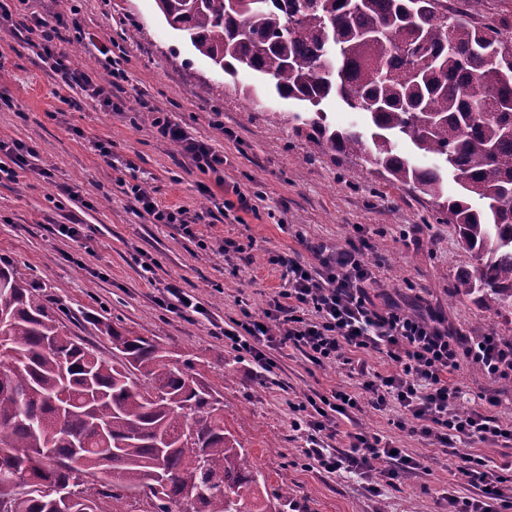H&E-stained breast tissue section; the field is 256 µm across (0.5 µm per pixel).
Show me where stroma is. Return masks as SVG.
I'll return each mask as SVG.
<instances>
[{"label": "stroma", "mask_w": 512, "mask_h": 512, "mask_svg": "<svg viewBox=\"0 0 512 512\" xmlns=\"http://www.w3.org/2000/svg\"><path fill=\"white\" fill-rule=\"evenodd\" d=\"M73 5L96 39L63 40L57 49L75 66L98 72L107 59L119 60L127 75L112 96L119 108L107 110L65 87L24 31L0 28V139L38 152L34 169L0 180V255L45 283L50 307L96 354H112L95 326L100 319L193 362L223 393L226 427L285 512H448L449 496L469 493L451 462L428 475L399 477L379 497L363 495L354 475L306 465L288 405L314 390L358 389L361 378L349 366L319 367L293 353L278 359L274 382L265 384L215 327L239 317L241 304L261 311L284 288L275 256L307 262L306 243L333 249L363 238L371 258L382 261L379 298L441 316L463 336H512V315L456 293L475 260L452 226L437 223L429 197L389 184L360 158L295 135L288 121L294 102L273 96L252 72L217 71L167 25L155 0H30L28 8L57 14ZM113 39L120 48L104 57L100 48ZM143 99L153 112L141 109ZM157 110L223 153V168L201 173L159 137L151 126ZM99 142L111 144V163L100 159ZM45 169L51 178L42 177ZM135 184L159 205L196 217L194 238L153 223L129 193ZM235 186L251 210L224 209L225 191ZM64 224L75 236L60 233ZM139 254L154 264L158 280L198 298L207 316L159 307L156 288L135 262ZM452 380L468 396L497 395V414L512 417V383H488L468 366ZM396 417V410L367 406L360 422L408 454H439V447L397 429Z\"/></svg>", "instance_id": "obj_1"}]
</instances>
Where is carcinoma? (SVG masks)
<instances>
[{
    "label": "carcinoma",
    "mask_w": 512,
    "mask_h": 512,
    "mask_svg": "<svg viewBox=\"0 0 512 512\" xmlns=\"http://www.w3.org/2000/svg\"><path fill=\"white\" fill-rule=\"evenodd\" d=\"M448 19V0H156L224 74L247 69L314 110L292 130L430 197L476 265L456 284L512 314V19ZM341 100L370 137L333 129ZM401 140L432 159L397 152ZM459 185L444 195V180ZM0 512H270L224 427V397L192 362L109 323L112 358L72 336L40 285L0 257Z\"/></svg>",
    "instance_id": "1"
}]
</instances>
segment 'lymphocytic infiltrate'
I'll use <instances>...</instances> for the list:
<instances>
[{
	"label": "lymphocytic infiltrate",
	"instance_id": "f902f5d3",
	"mask_svg": "<svg viewBox=\"0 0 512 512\" xmlns=\"http://www.w3.org/2000/svg\"><path fill=\"white\" fill-rule=\"evenodd\" d=\"M52 70L69 87H79L90 98L111 106L112 91L126 80L123 69L110 67L108 80L93 70L72 67L66 55L57 53L62 30L73 40L90 39L77 14L46 17L29 12L22 25ZM153 126L164 139L176 144L181 154L201 172L217 171L223 154L207 143L189 137L169 118L155 117ZM310 263L279 256L286 286L261 312L242 310L226 322L224 343L248 355L260 377L276 366L273 353L292 349L310 363L324 367L349 364L346 349L382 354L390 371L381 373L358 362L357 373L369 393L368 402L343 390L318 391L290 404L291 426L303 441V457L320 471L356 474L372 497L393 485L401 475L430 472L431 455H410L394 450L383 436L368 431L360 421L363 405L384 410L397 402L401 415L397 428L441 444L448 457H460L458 477L471 493L448 501V512H503L512 506L507 490L512 487V461L496 463L480 453L483 445H512V421L495 412V397L482 395L465 401L461 388L450 376L462 366L477 368L492 383L512 380V342L498 336L467 337L450 331L440 319L410 312L387 300L376 303L371 290L377 282L375 263L367 244L349 243L330 249L310 246ZM352 427L345 448L331 447L341 423ZM467 454H460V445Z\"/></svg>",
	"mask_w": 512,
	"mask_h": 512
}]
</instances>
